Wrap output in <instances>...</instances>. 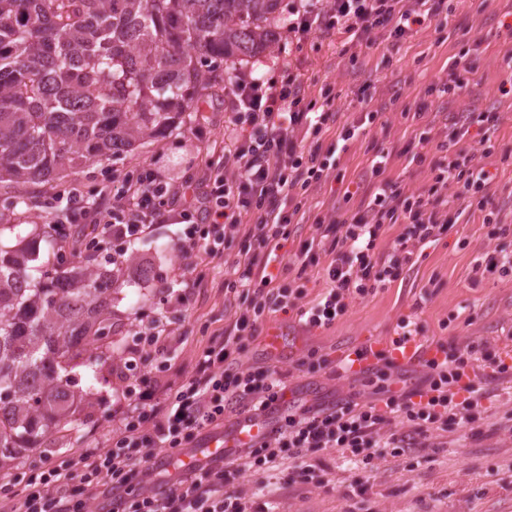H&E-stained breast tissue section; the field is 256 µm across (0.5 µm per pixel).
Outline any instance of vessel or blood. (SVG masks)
I'll return each mask as SVG.
<instances>
[{"label":"vessel or blood","mask_w":512,"mask_h":512,"mask_svg":"<svg viewBox=\"0 0 512 512\" xmlns=\"http://www.w3.org/2000/svg\"><path fill=\"white\" fill-rule=\"evenodd\" d=\"M361 350L362 357L353 360V366L357 369L374 362L379 354L399 365L419 364L434 358L437 347L421 336H398L390 341L370 339L362 345ZM273 429V424L268 421L241 419L231 431L204 434L195 448L182 453L181 460L188 467H207L213 460L229 457L237 449L264 438Z\"/></svg>","instance_id":"vessel-or-blood-1"}]
</instances>
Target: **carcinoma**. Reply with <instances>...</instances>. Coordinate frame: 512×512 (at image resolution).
<instances>
[{
    "mask_svg": "<svg viewBox=\"0 0 512 512\" xmlns=\"http://www.w3.org/2000/svg\"><path fill=\"white\" fill-rule=\"evenodd\" d=\"M279 0H0V191L48 184L194 121L191 102L278 42ZM61 224L35 234L50 246ZM41 270L0 249V466L63 448L89 393L64 372L91 368L112 338V273L95 258Z\"/></svg>",
    "mask_w": 512,
    "mask_h": 512,
    "instance_id": "cac0c4a2",
    "label": "carcinoma"
}]
</instances>
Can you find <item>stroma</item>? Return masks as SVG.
I'll return each instance as SVG.
<instances>
[{
    "label": "stroma",
    "instance_id": "35a3bbf8",
    "mask_svg": "<svg viewBox=\"0 0 512 512\" xmlns=\"http://www.w3.org/2000/svg\"><path fill=\"white\" fill-rule=\"evenodd\" d=\"M449 17H435L414 27L402 39L390 38L379 29L370 40L345 35L313 33L298 38L281 28L280 41L272 53L249 60L245 70L261 81L281 83L297 74L309 97L320 94L324 84L335 87L332 106L337 125L358 122L362 113L380 111V119L348 142L337 154V176L318 187L311 202L318 211L339 206L341 215L356 211L371 179V160L376 150L388 152L385 178L420 191L428 185V167L411 157L425 152L434 157L436 142L445 140L448 115L462 110L495 108L498 122L490 131L496 145L494 156L483 164L494 180L491 204L501 212L506 235L493 237L480 214L466 215L448 234L425 245L421 257L406 271L402 281L378 289L374 295L355 300L347 313L326 329H310L295 313L269 315L266 329L281 330L288 337L287 355H270L263 339L244 338L242 367L272 364L288 374V386L307 402L335 398L373 400V387L366 378L336 374V361L365 337L395 334L401 318L409 317L434 342L455 341L471 349V366L480 378L481 419L479 435L430 430L428 447L411 448L404 455L377 461L364 496H356L353 471L342 466L336 449L324 448L309 455L308 464L318 478L309 483L281 484L275 496L277 512H512V380L496 378L482 360L484 348L501 349L512 343V275L482 276L474 270L482 253L504 246L512 250V164L501 154H512V93L502 94L500 84L512 81V72L502 66V56L512 51V0H455ZM467 52L475 65L474 82L455 98H438L431 85L449 79L460 52ZM199 120L191 129L150 141L134 150L94 164L50 184L36 187L37 200L16 205L14 198L0 194V213L16 211L20 227L0 233V245L15 246L34 227L49 222L64 209V196L78 190L83 203L104 202L119 182L137 178L146 169L161 171L176 182L187 181L202 192L207 164L223 165L224 133L233 117L223 90L198 102ZM422 120H413L418 108ZM429 131L432 142L420 145L417 134ZM350 189L348 204H340L343 189ZM55 207H48L51 195ZM180 224H157L137 243L143 259L141 272L122 271L112 295V336L115 357L144 356L134 371L141 387L156 384L178 386L189 378L202 350L223 333L231 313L224 306V265L234 251L203 265L181 255L177 244L183 234ZM184 269L194 289L187 305H164L161 287ZM166 320L177 344L168 363L151 355L140 333L156 319ZM328 356V366L309 370L299 363L307 350ZM71 387L92 389L90 405L76 412L79 431L69 444L54 449L58 460L109 447L116 398L111 368L91 375L75 369ZM45 449L27 452L23 459L0 469V505L14 512L29 477L45 467Z\"/></svg>",
    "mask_w": 512,
    "mask_h": 512
}]
</instances>
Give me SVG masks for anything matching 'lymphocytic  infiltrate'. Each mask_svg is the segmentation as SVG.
Listing matches in <instances>:
<instances>
[{
	"mask_svg": "<svg viewBox=\"0 0 512 512\" xmlns=\"http://www.w3.org/2000/svg\"><path fill=\"white\" fill-rule=\"evenodd\" d=\"M453 10L450 0H303L292 9L289 28L302 35L336 30L357 37L382 27L398 40L412 27ZM224 95L235 112L236 135L224 145L225 166L208 170L203 195L189 197L187 186L147 169L117 188L109 207L73 206L64 218L93 225L99 235L112 238L117 244L112 262L119 267L156 224L185 225L180 251L204 260L223 257L231 244H238L224 272L231 322L223 337L203 349L194 374L165 398L153 390L132 392L134 364L125 361L117 392L126 404L115 412L114 446L49 465L26 489L22 512H86L93 500L108 502V512H249L247 500L232 486L253 465L291 460L289 482L306 483L315 477L307 455L333 448L358 470L363 487L375 461L404 453L406 432L423 437L433 428L470 430L480 418L474 386L460 384L470 353L454 345H442V361L429 364L421 385L411 389L396 386L393 364L379 360L368 373L381 397L377 404L352 399L298 404L289 400L286 376L276 366L245 369L239 356L242 337L261 335L268 316L276 312H295L311 328L332 326L354 299L398 281L414 265L417 249L440 240L464 212L479 211L484 223L500 224L498 210L488 206L492 176L478 162L491 155V139L484 135L475 146L463 144L473 125L497 122L496 113L452 117L447 140L436 145L439 159L428 161L430 184L422 191L383 179L387 155L377 151L371 163L377 180L347 220L332 212L309 214L307 203L335 170L342 143L356 138L361 126L375 123L377 113H365L358 124L343 127L328 148H309L306 140L317 142L336 120L327 109L334 99L331 85L313 100L296 76L275 85L238 73L225 84ZM305 223L314 228L311 238L285 258V244ZM391 224L408 230L393 241L383 261L376 249ZM320 254L330 258L327 285L307 303L305 273ZM276 265L294 271V278L279 280L272 272ZM460 389L466 390L465 398H457ZM234 412L275 417L279 426L233 458L179 473L164 493L132 495L131 481L150 473L160 453L176 456L201 431L223 425ZM392 421L398 430L382 434V425Z\"/></svg>",
	"mask_w": 512,
	"mask_h": 512,
	"instance_id": "obj_1",
	"label": "lymphocytic infiltrate"
}]
</instances>
